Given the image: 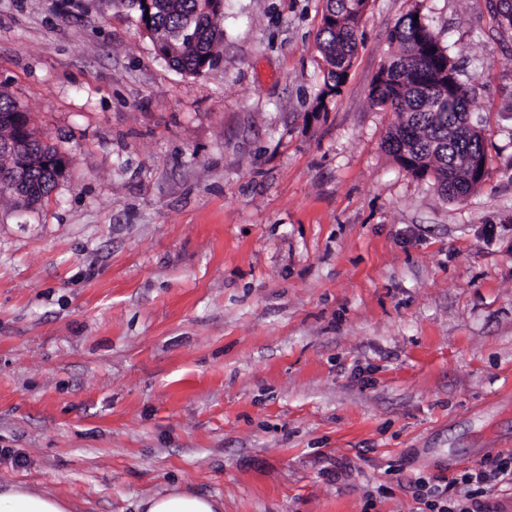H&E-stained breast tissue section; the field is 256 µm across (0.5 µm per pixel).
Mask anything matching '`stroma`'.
I'll return each mask as SVG.
<instances>
[{
	"label": "stroma",
	"mask_w": 512,
	"mask_h": 512,
	"mask_svg": "<svg viewBox=\"0 0 512 512\" xmlns=\"http://www.w3.org/2000/svg\"><path fill=\"white\" fill-rule=\"evenodd\" d=\"M324 5L224 0L193 76L129 0H0V89L66 162L41 204L0 197L1 485L423 512L415 476L512 451V28L490 0H369L317 112ZM414 8L484 126L463 202L393 160L369 99Z\"/></svg>",
	"instance_id": "obj_1"
}]
</instances>
